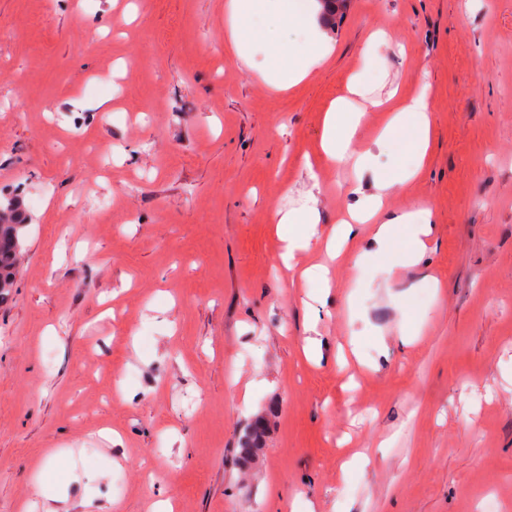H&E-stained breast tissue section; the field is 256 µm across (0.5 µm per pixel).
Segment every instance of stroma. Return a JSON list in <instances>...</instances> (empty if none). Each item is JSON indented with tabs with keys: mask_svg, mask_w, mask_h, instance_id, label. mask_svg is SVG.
I'll return each mask as SVG.
<instances>
[{
	"mask_svg": "<svg viewBox=\"0 0 512 512\" xmlns=\"http://www.w3.org/2000/svg\"><path fill=\"white\" fill-rule=\"evenodd\" d=\"M227 2L0 0V190L41 201L0 303V512H512V0H350L280 92ZM423 92L427 251L333 267L317 364L298 271L324 249L284 269L272 213L312 196L329 232L411 164L378 134ZM340 98L378 103L360 173L321 150ZM354 336L366 368H331ZM266 420L264 417H258L254 423L249 425L241 438L242 459L245 463H250L262 450L265 438Z\"/></svg>",
	"mask_w": 512,
	"mask_h": 512,
	"instance_id": "35a3bbf8",
	"label": "stroma"
}]
</instances>
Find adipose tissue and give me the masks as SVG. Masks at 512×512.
<instances>
[{
    "mask_svg": "<svg viewBox=\"0 0 512 512\" xmlns=\"http://www.w3.org/2000/svg\"><path fill=\"white\" fill-rule=\"evenodd\" d=\"M255 0H231V26L228 35L238 54H246L249 45L256 40L266 39L264 30L252 22ZM268 53L274 61L272 69L265 75L263 86L267 89L283 90L301 82L309 73L310 58L323 55L328 51L323 41H315L308 54H296L287 45L266 40ZM431 101L427 94H420L403 110L395 112L384 126L381 136L389 139L395 135H404L414 156L411 166L394 173H385L377 178L376 195L366 198L360 206L351 211V222L336 226L326 243L330 256H338L343 247L356 240L357 224L381 216L382 222L375 228L372 241L374 251L354 253L353 267H361L372 260L384 262L388 270L414 264L426 249V239L431 234L429 224L430 210L426 207L413 208L399 193L398 187L418 177L422 172L421 161L424 158L430 141ZM369 108H361L350 112L346 109L345 100L334 101L324 119L322 149L332 159L344 160L353 158L356 169L365 170L371 167L370 153L364 152L350 155L352 139L362 121L368 119ZM279 233L285 243L281 255L283 263H290L296 250L306 248L311 239L318 233L314 221V210L306 206L299 210L277 212ZM411 225L412 240L406 250L395 247V241L402 225Z\"/></svg>",
    "mask_w": 512,
    "mask_h": 512,
    "instance_id": "ef3b65f1",
    "label": "adipose tissue"
}]
</instances>
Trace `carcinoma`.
Instances as JSON below:
<instances>
[{"label": "carcinoma", "instance_id": "cac0c4a2", "mask_svg": "<svg viewBox=\"0 0 512 512\" xmlns=\"http://www.w3.org/2000/svg\"><path fill=\"white\" fill-rule=\"evenodd\" d=\"M347 2L348 0H320L326 28L336 30L337 20L343 17ZM29 221L20 196H15L6 204L0 201V301L8 299L14 288L16 259L22 254L23 239ZM265 431L266 420L262 416L246 428L241 438L244 462H251L262 450Z\"/></svg>", "mask_w": 512, "mask_h": 512}]
</instances>
